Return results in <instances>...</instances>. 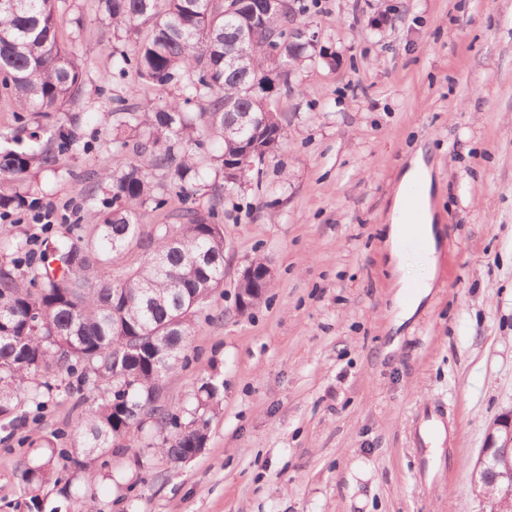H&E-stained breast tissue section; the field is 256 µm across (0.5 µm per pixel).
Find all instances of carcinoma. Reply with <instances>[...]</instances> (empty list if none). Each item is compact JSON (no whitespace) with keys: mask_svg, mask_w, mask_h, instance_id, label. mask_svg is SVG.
I'll return each mask as SVG.
<instances>
[{"mask_svg":"<svg viewBox=\"0 0 512 512\" xmlns=\"http://www.w3.org/2000/svg\"><path fill=\"white\" fill-rule=\"evenodd\" d=\"M58 0H0V88L21 112L60 118L47 139L28 142L0 133V210L31 207L41 174L58 156L85 149L69 111L85 96L84 70L61 39ZM226 0H97L96 19L113 27L126 48L112 53V78L134 73L141 84L174 86L182 102L151 101L133 109L112 98V115L127 136L112 139V170L88 193V210L75 217L94 224L91 240L72 236L52 247L61 271L43 251L27 276L16 257L0 255V431L25 424L24 403L79 395L85 405L65 463L55 436L30 441L36 453L22 478L28 507L68 466L97 478L96 458L112 442L145 423L159 443L154 453L178 467L205 447L221 385L201 380L190 406L165 401V381L189 364L188 344L198 319L209 317L212 294L224 286V230L219 211L201 210L194 195L206 169L237 188L230 165L252 145L278 157L286 131L277 106L250 86L307 57L310 45L293 37L305 4L264 20L227 12ZM248 28L246 45L236 33ZM282 47L269 53V40ZM247 54V70L227 60ZM182 198L183 222L173 228L140 223V210ZM135 253L141 258L126 264Z\"/></svg>","mask_w":512,"mask_h":512,"instance_id":"obj_1","label":"carcinoma"}]
</instances>
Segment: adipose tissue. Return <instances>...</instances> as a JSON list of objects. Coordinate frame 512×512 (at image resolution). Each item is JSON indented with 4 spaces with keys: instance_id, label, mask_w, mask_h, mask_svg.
I'll return each instance as SVG.
<instances>
[{
    "instance_id": "obj_1",
    "label": "adipose tissue",
    "mask_w": 512,
    "mask_h": 512,
    "mask_svg": "<svg viewBox=\"0 0 512 512\" xmlns=\"http://www.w3.org/2000/svg\"><path fill=\"white\" fill-rule=\"evenodd\" d=\"M426 167L424 155L419 152L414 155L404 169L395 194L390 222L386 228L387 240L392 244L390 259L398 268L405 270L409 258L408 252L396 248L395 243L399 238L414 231L421 234L427 242L426 250L420 255L425 267L424 274L416 278L404 274L399 281L400 292L403 296L401 314L405 317L412 315L421 300L428 295L432 287L438 259L437 236L433 226L434 212L432 208H425L422 223L412 227L405 224L402 216L404 197L410 187L420 186L423 199L427 200L431 197V181L421 182L417 179L419 172L426 169Z\"/></svg>"
}]
</instances>
